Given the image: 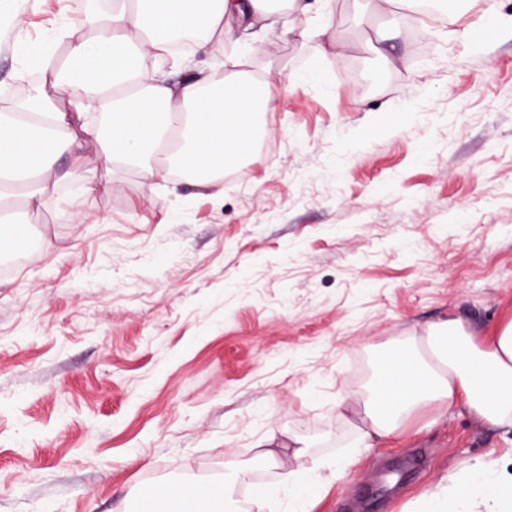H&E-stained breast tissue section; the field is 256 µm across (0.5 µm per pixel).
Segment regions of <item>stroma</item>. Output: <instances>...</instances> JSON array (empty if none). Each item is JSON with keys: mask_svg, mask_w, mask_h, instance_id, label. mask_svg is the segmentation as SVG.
Returning <instances> with one entry per match:
<instances>
[{"mask_svg": "<svg viewBox=\"0 0 512 512\" xmlns=\"http://www.w3.org/2000/svg\"><path fill=\"white\" fill-rule=\"evenodd\" d=\"M78 0H39L53 42ZM400 36L355 0L230 19L170 82L262 76L275 110L251 158L203 189L185 176L87 172L31 226L33 260L0 276V512H135L143 485L249 468L259 443L308 441L328 482L312 512H408L461 463L512 456V430L427 409L354 461L336 400L418 326L512 317V0L447 23L397 5ZM28 60L0 29V94ZM87 217L74 223L73 209Z\"/></svg>", "mask_w": 512, "mask_h": 512, "instance_id": "35a3bbf8", "label": "stroma"}]
</instances>
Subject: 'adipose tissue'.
<instances>
[{"label": "adipose tissue", "instance_id": "1", "mask_svg": "<svg viewBox=\"0 0 512 512\" xmlns=\"http://www.w3.org/2000/svg\"><path fill=\"white\" fill-rule=\"evenodd\" d=\"M229 0H87L78 24L58 31L64 58L40 55L44 77L26 93L0 106V253H13L59 183L89 166L133 168L152 177L177 169L209 185L247 157L273 111L275 95L262 78L231 70L220 78L169 84L143 69L144 59L186 60L170 51V32L203 30L223 39ZM63 85L66 105L53 95ZM68 155L70 166L55 160ZM464 405L484 426L512 429V318L478 337L460 316L424 325L397 342L379 374L361 390L340 397L341 416L356 430L355 448L388 439L425 409ZM307 451L294 440L291 454L266 451L292 492L290 512H310L325 488L298 466ZM233 481L206 512H275L271 486H254L247 501L234 500ZM412 512H512V469L493 459L462 464L446 484L418 499Z\"/></svg>", "mask_w": 512, "mask_h": 512}]
</instances>
